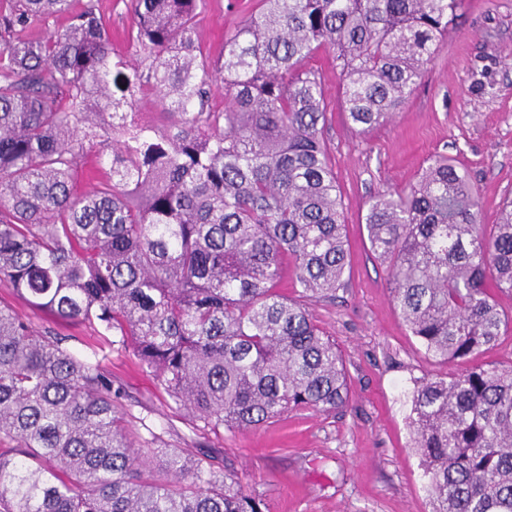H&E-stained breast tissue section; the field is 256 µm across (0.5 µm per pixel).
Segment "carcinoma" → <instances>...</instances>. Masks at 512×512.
Here are the masks:
<instances>
[{"label":"carcinoma","instance_id":"1","mask_svg":"<svg viewBox=\"0 0 512 512\" xmlns=\"http://www.w3.org/2000/svg\"><path fill=\"white\" fill-rule=\"evenodd\" d=\"M205 2L127 0L125 56L95 0H0V281L131 350L202 430L236 432L348 400L307 307L336 294L348 253L306 62L332 54L366 135L405 106L463 0H259L221 61L197 38ZM146 97L161 122L136 111ZM365 225L412 336L464 367L410 391L430 512H512V366L474 362L512 328L496 299L512 295V199L483 223L437 157L373 197ZM289 266L293 297L277 288ZM122 397L101 361L0 302V512H263L207 456L145 458Z\"/></svg>","mask_w":512,"mask_h":512}]
</instances>
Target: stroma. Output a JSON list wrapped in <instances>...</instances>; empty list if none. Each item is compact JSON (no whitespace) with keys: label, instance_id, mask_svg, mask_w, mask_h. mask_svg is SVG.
<instances>
[{"label":"stroma","instance_id":"obj_1","mask_svg":"<svg viewBox=\"0 0 512 512\" xmlns=\"http://www.w3.org/2000/svg\"><path fill=\"white\" fill-rule=\"evenodd\" d=\"M256 0H207L198 39L211 58L249 16ZM307 68L322 81L325 138L345 204L349 265L335 299L308 309L345 361L350 399L327 415L288 413L267 426L202 432L143 371L131 353L106 349L103 367L124 394L125 420L137 447L152 439L193 455L261 498L264 512H430L420 461L411 447L407 392L415 379L446 372L406 328L392 299L388 270L373 253L364 224L370 200L416 181L430 159L460 162L496 223L512 198V0H464L457 25L395 119L367 136L349 128L331 54ZM0 301L40 329L67 336L92 354L88 331L29 306L0 281Z\"/></svg>","mask_w":512,"mask_h":512}]
</instances>
